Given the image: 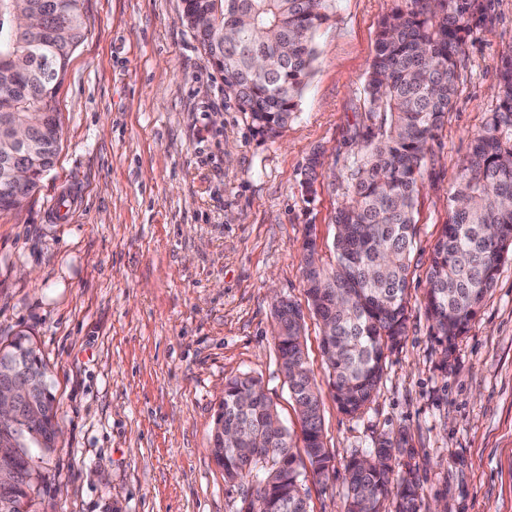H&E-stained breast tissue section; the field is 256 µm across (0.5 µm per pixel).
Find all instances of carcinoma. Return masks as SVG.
Wrapping results in <instances>:
<instances>
[{
	"label": "carcinoma",
	"mask_w": 512,
	"mask_h": 512,
	"mask_svg": "<svg viewBox=\"0 0 512 512\" xmlns=\"http://www.w3.org/2000/svg\"><path fill=\"white\" fill-rule=\"evenodd\" d=\"M333 0H183L180 16L224 76V102L248 115L254 133L270 138L288 123L310 76L313 39L330 18ZM83 0H0V160L24 154L15 132L48 109L46 149L34 167L51 171L61 143L53 102L71 55L83 37ZM468 0H401L379 25L366 78V132L344 174L347 200L334 217L335 264L326 267L316 244L302 242V274L310 306L336 341L327 358L334 398L348 415L373 399L386 359L406 336V290L414 245L420 168L429 143L448 119L459 86V58ZM45 16L30 38L23 18ZM498 107L476 136L455 175L450 214L430 255L426 311L448 354L465 334L502 261L512 256V55L498 73ZM282 368L298 406L304 454L292 450L288 429L267 431L274 410L261 383L242 375L224 384V429L252 435L249 443L211 449L230 484H256V499L239 512H308L301 492L306 465L329 474L321 401L305 369L303 314L294 303L274 307ZM27 356L41 375L47 365L31 336L20 331L3 346ZM42 420L0 424V444L14 449L13 465L27 480L0 486L6 512H36L41 463L55 450L56 397L47 383ZM404 438H385L354 454L345 471L344 512H420L419 484L395 477Z\"/></svg>",
	"instance_id": "cac0c4a2"
}]
</instances>
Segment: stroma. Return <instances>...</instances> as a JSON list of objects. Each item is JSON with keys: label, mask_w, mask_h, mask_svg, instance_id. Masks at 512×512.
<instances>
[{"label": "stroma", "mask_w": 512, "mask_h": 512, "mask_svg": "<svg viewBox=\"0 0 512 512\" xmlns=\"http://www.w3.org/2000/svg\"><path fill=\"white\" fill-rule=\"evenodd\" d=\"M396 4L334 0L294 119L264 139L225 106L182 0H84L85 38L54 102L56 165L21 207L0 210V341L33 336L59 406L37 512H237L243 488L225 482L211 445L224 384L242 374L261 380L302 450L273 306L306 309L308 226L334 259L367 71ZM462 37L454 108L421 168L406 338L361 413L339 411L321 323L304 314L332 456L327 477L303 482L309 512H342L350 456L401 435L421 512H512V257L449 360L424 310L455 174L498 106L512 0H471Z\"/></svg>", "instance_id": "stroma-1"}]
</instances>
